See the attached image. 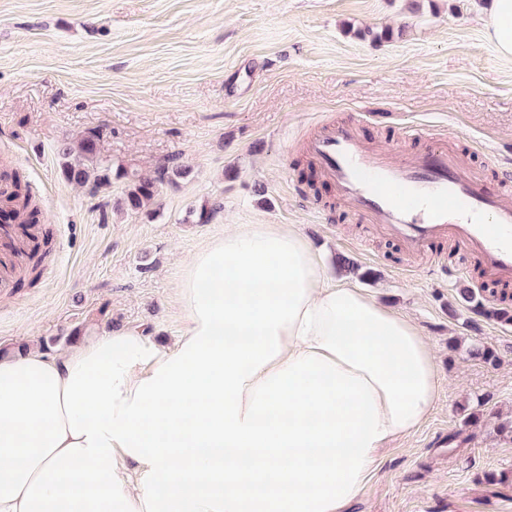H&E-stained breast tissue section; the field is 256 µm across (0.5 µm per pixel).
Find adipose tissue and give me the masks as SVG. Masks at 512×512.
<instances>
[{
  "instance_id": "1",
  "label": "adipose tissue",
  "mask_w": 512,
  "mask_h": 512,
  "mask_svg": "<svg viewBox=\"0 0 512 512\" xmlns=\"http://www.w3.org/2000/svg\"><path fill=\"white\" fill-rule=\"evenodd\" d=\"M175 307L168 348L137 326L0 357V512H348L436 406L418 325L295 227L225 230Z\"/></svg>"
}]
</instances>
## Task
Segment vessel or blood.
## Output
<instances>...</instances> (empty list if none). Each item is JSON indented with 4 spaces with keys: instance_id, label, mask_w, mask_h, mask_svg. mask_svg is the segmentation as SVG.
Returning <instances> with one entry per match:
<instances>
[{
    "instance_id": "1",
    "label": "vessel or blood",
    "mask_w": 512,
    "mask_h": 512,
    "mask_svg": "<svg viewBox=\"0 0 512 512\" xmlns=\"http://www.w3.org/2000/svg\"><path fill=\"white\" fill-rule=\"evenodd\" d=\"M426 144L408 160L363 140L354 122L319 125L305 149L338 198L382 234L420 254L444 240L478 254L486 277L512 280V201L490 187L434 130L416 129ZM34 236L0 226V254L17 253Z\"/></svg>"
}]
</instances>
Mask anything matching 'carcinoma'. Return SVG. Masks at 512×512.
<instances>
[{
  "mask_svg": "<svg viewBox=\"0 0 512 512\" xmlns=\"http://www.w3.org/2000/svg\"><path fill=\"white\" fill-rule=\"evenodd\" d=\"M98 141L99 135L90 133L75 145L62 142L57 146L60 171L66 181L87 186L94 191L111 185L112 166L100 158ZM186 175L187 171L179 165L163 164L155 177L131 182L125 191L122 205L128 211H143L154 201L162 184ZM5 178L11 181L12 190L6 194L8 205L0 210V222L40 224L41 210L33 201L23 173L16 170L5 175ZM460 295L465 301L474 304V307L482 309L486 318L512 326L511 309L488 306L469 288L460 289Z\"/></svg>",
  "mask_w": 512,
  "mask_h": 512,
  "instance_id": "cac0c4a2",
  "label": "carcinoma"
}]
</instances>
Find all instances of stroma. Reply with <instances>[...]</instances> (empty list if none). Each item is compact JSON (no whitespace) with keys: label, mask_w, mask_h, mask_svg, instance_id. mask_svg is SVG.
Returning a JSON list of instances; mask_svg holds the SVG:
<instances>
[{"label":"stroma","mask_w":512,"mask_h":512,"mask_svg":"<svg viewBox=\"0 0 512 512\" xmlns=\"http://www.w3.org/2000/svg\"><path fill=\"white\" fill-rule=\"evenodd\" d=\"M488 0H0V174L22 172L44 213L50 253L39 281L28 263L0 296V350L27 341L47 354L74 333L150 328L172 344L183 260L228 224L295 225L335 265L413 319L441 362L438 401L411 436L392 442L354 512H512V442L493 419L467 426L462 407L512 415V326L461 303L457 288L492 287L479 259L428 274L412 256L299 173L315 126L356 120L396 160L420 150L409 126H436L489 185L512 170V58L488 39ZM100 135L123 178L93 192L66 182L62 141ZM497 144L500 168L479 146ZM188 178L163 184L155 219L123 209L131 177L169 159ZM214 209L198 220L201 206ZM494 348L497 365L468 355Z\"/></svg>","instance_id":"1"}]
</instances>
